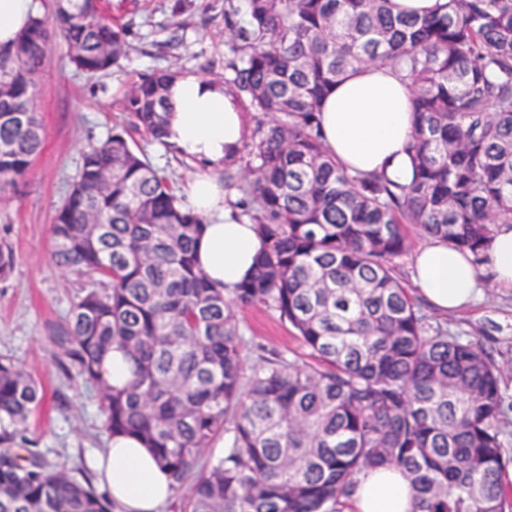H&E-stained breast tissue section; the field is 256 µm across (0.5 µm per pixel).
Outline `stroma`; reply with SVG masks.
Here are the masks:
<instances>
[{
    "label": "stroma",
    "instance_id": "obj_1",
    "mask_svg": "<svg viewBox=\"0 0 512 512\" xmlns=\"http://www.w3.org/2000/svg\"><path fill=\"white\" fill-rule=\"evenodd\" d=\"M175 0H102L108 17L129 30L130 55L119 67L91 79L68 61L62 42L52 44L39 83L35 110L44 128L40 154L28 175L0 188V242L15 255L13 273L0 281V356L13 359L39 383L44 400L23 432L27 448L50 467L79 481H95L94 456L108 434L95 388L72 374L51 342L85 285L84 279L55 266L51 257L53 217L63 204L89 144L104 140L125 121V95L139 74L169 66L182 73L224 78V0H193L182 17L183 41L166 45L173 30ZM247 340L245 358L255 363L270 351L305 350L292 329L263 307L238 310ZM449 329L478 340L502 369L501 389L512 403V292L487 287L483 300L466 310L441 316Z\"/></svg>",
    "mask_w": 512,
    "mask_h": 512
}]
</instances>
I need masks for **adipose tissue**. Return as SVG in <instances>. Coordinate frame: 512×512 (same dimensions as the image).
Masks as SVG:
<instances>
[{
  "mask_svg": "<svg viewBox=\"0 0 512 512\" xmlns=\"http://www.w3.org/2000/svg\"><path fill=\"white\" fill-rule=\"evenodd\" d=\"M38 12L37 0H0V50L12 47ZM166 140L197 166L177 193L181 207L204 217L195 243L198 263L219 288L233 289L254 270L262 250L253 224L234 217L235 192L221 177L225 162L239 156L247 115L221 85L184 74L168 89ZM326 147L345 167L384 174L405 185L412 167L406 145L413 129L410 93L390 68L371 66L331 89L320 114ZM485 262L438 238L412 255V279L441 313L481 300L486 284L512 290V224L496 225L484 248ZM105 477L117 512H159L172 495L170 480L139 440L117 435L95 463ZM348 512H414L409 479L396 467L363 474L348 499Z\"/></svg>",
  "mask_w": 512,
  "mask_h": 512,
  "instance_id": "adipose-tissue-1",
  "label": "adipose tissue"
}]
</instances>
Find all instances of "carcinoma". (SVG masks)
<instances>
[{
	"mask_svg": "<svg viewBox=\"0 0 512 512\" xmlns=\"http://www.w3.org/2000/svg\"><path fill=\"white\" fill-rule=\"evenodd\" d=\"M224 32V91L257 115L242 179L224 174L263 243L255 274L229 296L197 268L203 218L130 136L170 149L165 92L180 72L142 74L54 217L55 264L90 282L55 327L57 353L99 391L109 434L152 449L177 512H341L384 465L405 471L417 512H506L500 368L423 312L395 260L415 226L480 265L495 225L512 224V0H447L423 17L389 0H224ZM126 35L99 0H53L52 20L36 15L0 52L1 186L41 151L32 102L53 39L96 78L126 56ZM372 64L412 96L404 187L323 143L324 96ZM13 267L1 244L0 279ZM238 305L273 310L309 361L279 351L246 365ZM114 347L131 364L121 388L102 369ZM41 402L35 379L0 358V512H113L91 483L21 454ZM221 435L222 454L203 459Z\"/></svg>",
	"mask_w": 512,
	"mask_h": 512,
	"instance_id": "cac0c4a2",
	"label": "carcinoma"
}]
</instances>
